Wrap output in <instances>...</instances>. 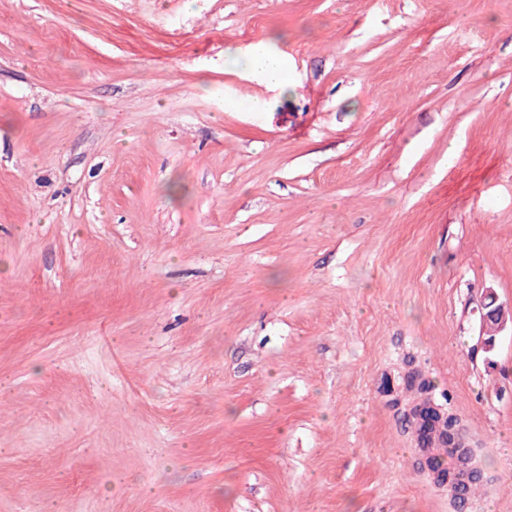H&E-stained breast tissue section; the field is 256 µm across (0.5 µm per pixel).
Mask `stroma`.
<instances>
[{"mask_svg": "<svg viewBox=\"0 0 512 512\" xmlns=\"http://www.w3.org/2000/svg\"><path fill=\"white\" fill-rule=\"evenodd\" d=\"M488 287L512 0H0V512H453L412 366L512 512ZM245 67L267 85L284 90L288 87V71L283 60L267 51H251ZM478 310L480 313V326L483 333L488 328L490 319H493L496 330H502L505 328L509 321L512 329V305L505 308L503 304H497V298L493 289L488 288L480 301ZM479 332L478 344L485 350H490L492 344L490 338H485L483 333Z\"/></svg>", "mask_w": 512, "mask_h": 512, "instance_id": "stroma-1", "label": "stroma"}]
</instances>
